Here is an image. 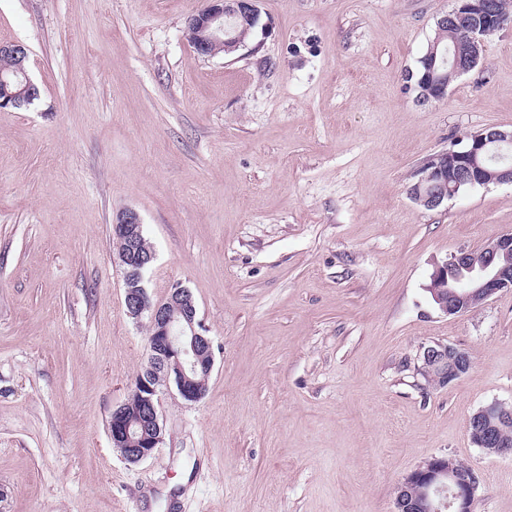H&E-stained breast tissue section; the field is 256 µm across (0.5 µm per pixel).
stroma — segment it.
I'll return each instance as SVG.
<instances>
[{
	"mask_svg": "<svg viewBox=\"0 0 512 512\" xmlns=\"http://www.w3.org/2000/svg\"><path fill=\"white\" fill-rule=\"evenodd\" d=\"M206 0H0L41 95L0 109V512H394L452 455L473 512H512V457L466 430L512 404V290L460 316L435 263L512 233V185L436 210L431 154L512 129V26L444 101L407 80L454 0H260L234 56L185 37ZM136 210L153 300L188 288L213 343L193 405L160 392L165 441L137 464L108 421L146 363L112 238ZM466 352L440 386L426 347Z\"/></svg>",
	"mask_w": 512,
	"mask_h": 512,
	"instance_id": "1",
	"label": "stroma"
}]
</instances>
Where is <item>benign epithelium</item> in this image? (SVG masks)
Masks as SVG:
<instances>
[{
	"instance_id": "obj_1",
	"label": "benign epithelium",
	"mask_w": 512,
	"mask_h": 512,
	"mask_svg": "<svg viewBox=\"0 0 512 512\" xmlns=\"http://www.w3.org/2000/svg\"><path fill=\"white\" fill-rule=\"evenodd\" d=\"M209 5L189 17L186 33L198 54L224 41V16L255 22L259 0H208ZM512 19L499 13L492 0H455L454 7L440 19L462 29L464 52L450 55L451 69L462 75L479 63L484 50V31L502 28ZM0 56L15 62L9 74L0 72V109L20 107L37 95L38 86L28 74L29 53L20 43L1 42ZM512 149V130L486 127L467 136L466 145L456 151L429 156L418 168L422 182H434L438 191L421 194L432 208L457 195L462 184H512V163L500 155ZM143 223L133 209L117 214L112 235L117 239L123 266L124 302L127 314L136 321L146 320L149 336L147 364L135 386V400H125L112 409L108 432L112 447L130 463L150 457L164 440L159 416L160 389L174 388L187 403L204 396L201 384L209 378L214 356L212 341L197 316L191 291L180 285L167 296L154 301L144 279L155 254L142 240ZM460 251L435 266L427 290L446 316H460L487 302L496 294L512 290V233L487 240L479 249ZM469 356L453 346L437 345L424 349L420 372L431 381L447 386L466 374ZM512 417V405L493 402L473 412L467 431L477 447L488 455L512 456V442L502 440L497 424ZM478 487L473 472L462 471L450 455L425 460L396 487L395 512H472Z\"/></svg>"
}]
</instances>
